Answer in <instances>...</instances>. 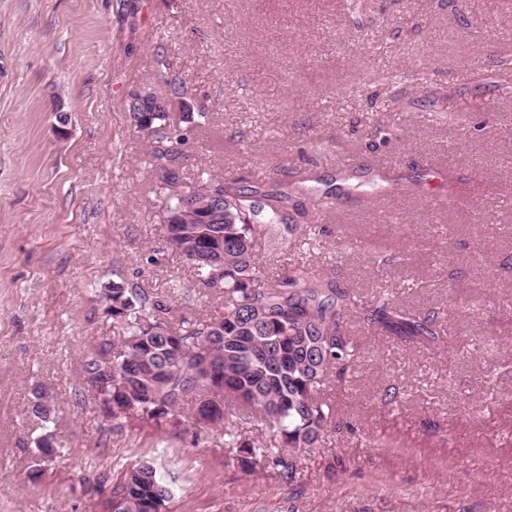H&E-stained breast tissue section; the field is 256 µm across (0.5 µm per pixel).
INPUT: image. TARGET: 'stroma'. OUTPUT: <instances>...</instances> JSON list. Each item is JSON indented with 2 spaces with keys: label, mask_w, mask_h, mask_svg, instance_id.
<instances>
[{
  "label": "stroma",
  "mask_w": 512,
  "mask_h": 512,
  "mask_svg": "<svg viewBox=\"0 0 512 512\" xmlns=\"http://www.w3.org/2000/svg\"><path fill=\"white\" fill-rule=\"evenodd\" d=\"M496 55L512 57V0H0V512H101L86 478L142 460L172 512H512V91ZM382 65L432 80L390 87ZM176 78L187 111L209 115L181 126V176L309 169L301 225L343 191L312 247L258 249L263 272L308 259L364 298L438 313L456 339L438 356L354 329L363 356L333 388L353 428L291 486L243 471L220 432H113L81 378L113 336L98 297L112 280L172 290L191 320L220 305L164 248L153 143L129 122L132 93ZM393 101L386 139L374 119ZM378 169L406 186L380 214L361 196ZM450 186L457 205L434 209ZM37 383L63 450L33 483Z\"/></svg>",
  "instance_id": "1"
}]
</instances>
